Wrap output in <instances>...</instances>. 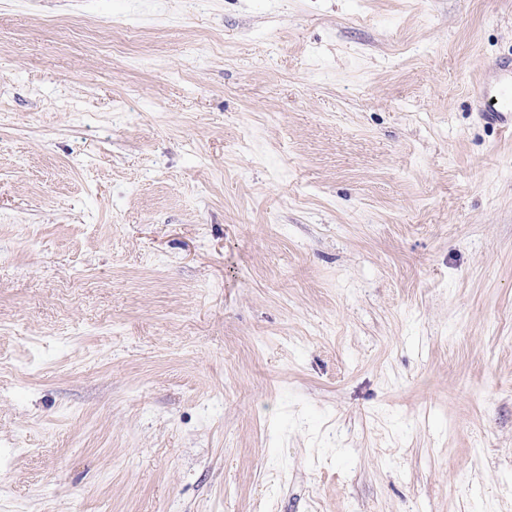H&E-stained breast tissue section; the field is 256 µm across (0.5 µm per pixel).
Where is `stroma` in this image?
Wrapping results in <instances>:
<instances>
[{
    "label": "stroma",
    "instance_id": "35a3bbf8",
    "mask_svg": "<svg viewBox=\"0 0 512 512\" xmlns=\"http://www.w3.org/2000/svg\"><path fill=\"white\" fill-rule=\"evenodd\" d=\"M512 0H0V512H512ZM490 70L495 81L494 85L484 87L480 92L483 112L504 127L512 129V58L497 61Z\"/></svg>",
    "mask_w": 512,
    "mask_h": 512
}]
</instances>
